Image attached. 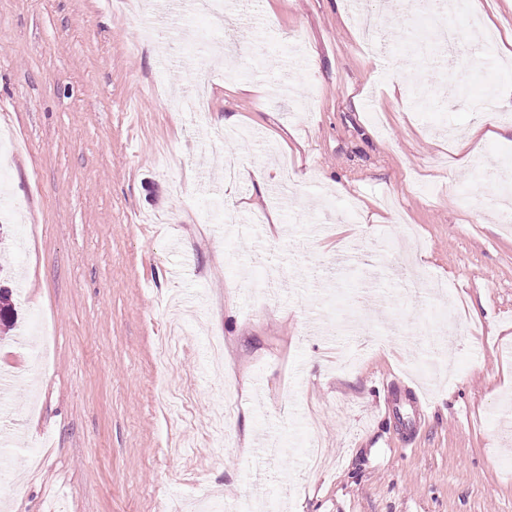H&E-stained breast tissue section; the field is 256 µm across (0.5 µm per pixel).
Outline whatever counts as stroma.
Masks as SVG:
<instances>
[{"mask_svg": "<svg viewBox=\"0 0 512 512\" xmlns=\"http://www.w3.org/2000/svg\"><path fill=\"white\" fill-rule=\"evenodd\" d=\"M148 2L0 0V512H512V223L474 178L512 176V61L468 33L480 10L512 33V0H460L466 39L419 52L391 0H364L370 50L351 0H225L229 28ZM224 44L250 92L217 70L206 111L174 110ZM493 88L499 135L460 167ZM228 154L290 178L238 184L229 227Z\"/></svg>", "mask_w": 512, "mask_h": 512, "instance_id": "1", "label": "stroma"}]
</instances>
